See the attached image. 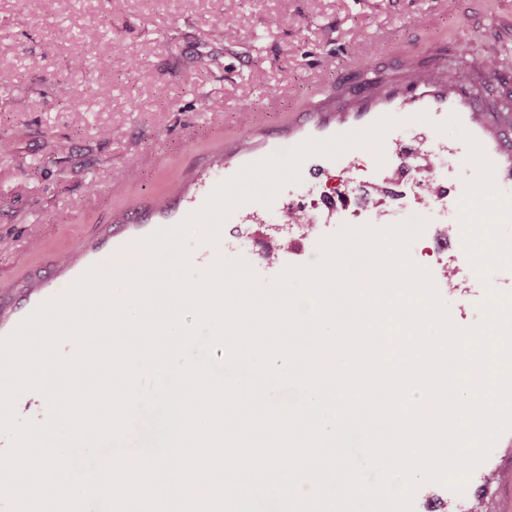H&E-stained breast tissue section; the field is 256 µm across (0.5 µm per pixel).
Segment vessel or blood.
Returning <instances> with one entry per match:
<instances>
[{
	"label": "vessel or blood",
	"mask_w": 512,
	"mask_h": 512,
	"mask_svg": "<svg viewBox=\"0 0 512 512\" xmlns=\"http://www.w3.org/2000/svg\"><path fill=\"white\" fill-rule=\"evenodd\" d=\"M472 80L461 79L448 60L435 56L424 60L407 56L396 74L377 62L358 57L352 72L340 79L335 88L319 93L300 112L290 113L277 126L253 125L247 137L228 138L217 150L216 168L225 178L234 177L244 166L262 161L280 150H291L309 139H327L364 129L384 117L403 113H425L424 128L413 132L409 140L388 131L383 140L384 163L376 176L354 183L351 173L357 152L348 150L335 159L323 155L307 157L301 164L303 183L315 181L328 168L339 173L333 195L321 198L312 210L293 202L283 203L275 226L266 225L252 204L238 207L228 218L237 230L251 236H263L266 247L254 261L257 273L265 278L279 275L289 266L308 264L316 254L322 237L334 234L340 224H367L384 228L395 223L408 195H415V213L427 220L442 216L431 238L439 261L430 267L440 298L448 305L452 322L469 327L471 303L480 295L479 278L465 258L454 249L460 238L458 220L444 215L459 209L466 185L452 182L438 173V159L449 151L463 152L459 141L448 144L441 139L437 123L457 115L464 129L482 146L494 166V181L505 194L512 195V108L492 107L479 86L492 81L512 82V71L489 69L485 60L470 57ZM204 181L192 178L176 198L155 200L150 204H130L99 235L79 243L73 249L43 254L46 275H34L24 288L19 302L0 298V338L10 335L41 303L62 293L103 257L117 254L124 246L144 238L161 227L172 226L184 209L204 203ZM232 241L222 250L204 244L191 253L199 269H207L218 252H235ZM495 464L480 463L472 472L464 492L458 493L436 483L425 482L413 496V512H497L493 503L502 489L512 488V430L495 442Z\"/></svg>",
	"instance_id": "obj_1"
}]
</instances>
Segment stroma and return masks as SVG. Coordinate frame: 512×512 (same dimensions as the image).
Listing matches in <instances>:
<instances>
[{"mask_svg": "<svg viewBox=\"0 0 512 512\" xmlns=\"http://www.w3.org/2000/svg\"><path fill=\"white\" fill-rule=\"evenodd\" d=\"M0 0V284L71 247L133 199L167 193L219 137L278 124L352 66L442 45L512 67L497 0ZM68 84V98L58 94Z\"/></svg>", "mask_w": 512, "mask_h": 512, "instance_id": "stroma-1", "label": "stroma"}]
</instances>
